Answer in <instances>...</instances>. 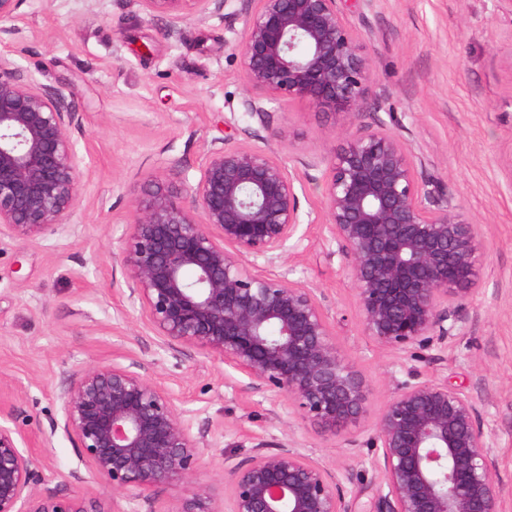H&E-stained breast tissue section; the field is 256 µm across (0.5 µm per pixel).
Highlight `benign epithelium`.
I'll return each mask as SVG.
<instances>
[{"mask_svg": "<svg viewBox=\"0 0 512 512\" xmlns=\"http://www.w3.org/2000/svg\"><path fill=\"white\" fill-rule=\"evenodd\" d=\"M171 25L218 11L225 0H138ZM240 44L246 112L307 102L356 122L370 111L369 71L337 0H243ZM76 114L62 92L18 75L0 54V235L76 233L80 159ZM323 196L347 261L367 334L401 352L459 331L449 306L471 291L477 225L452 199L423 188L422 158L377 119L325 161ZM297 174L270 147L228 136L207 149L192 182L157 178L134 202L117 239L130 302L167 345L215 356L257 388L285 397L325 433L362 420L368 388L336 342L314 289L276 264L299 224ZM56 427L91 474L115 494L159 484L192 488L173 512H355L339 474L299 448L259 442L224 458V501L195 485L200 441L172 390L118 362L74 369ZM480 411L438 378L405 381L381 409L369 446L379 480L361 512H504L496 455ZM22 434L0 425V512H105L76 496H44Z\"/></svg>", "mask_w": 512, "mask_h": 512, "instance_id": "1", "label": "benign epithelium"}]
</instances>
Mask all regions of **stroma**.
Returning <instances> with one entry per match:
<instances>
[{
  "mask_svg": "<svg viewBox=\"0 0 512 512\" xmlns=\"http://www.w3.org/2000/svg\"><path fill=\"white\" fill-rule=\"evenodd\" d=\"M370 71L366 121L424 158L429 190L451 196L479 228L474 290L451 311L460 335L430 348L380 347L364 332L353 281L307 161L330 158L355 126L305 102L247 114L239 45L240 0L193 15L167 33L165 16L137 0H20L0 22V53L24 76L62 91L84 177L72 236L0 238V423L20 431L37 459V489L74 494L106 512H174L187 493L157 485L114 494L92 477L54 424L69 372L113 361L169 386L181 400L203 465L197 483L221 487L224 459L259 441L301 449L367 502L377 490L366 442L400 383L447 380L477 404L497 439L504 508L512 512V0H338ZM270 145L299 176L301 222L274 275L314 288L336 340L365 377L368 412L331 435L294 417L279 396L196 348L158 338L125 296L114 237L159 175L194 182L206 150L225 136Z\"/></svg>",
  "mask_w": 512,
  "mask_h": 512,
  "instance_id": "1",
  "label": "stroma"
}]
</instances>
